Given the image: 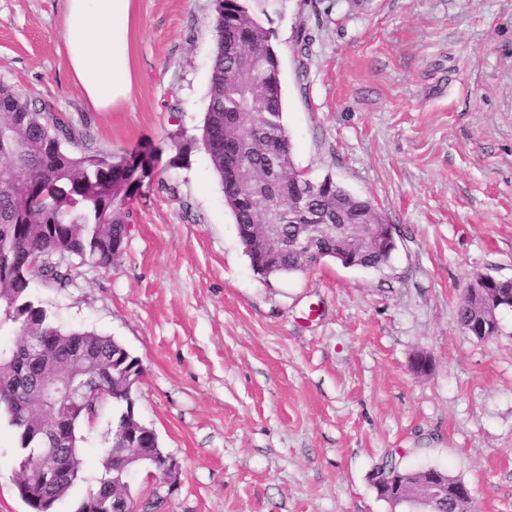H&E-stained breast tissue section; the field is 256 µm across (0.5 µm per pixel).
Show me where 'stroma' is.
Instances as JSON below:
<instances>
[{"mask_svg": "<svg viewBox=\"0 0 512 512\" xmlns=\"http://www.w3.org/2000/svg\"><path fill=\"white\" fill-rule=\"evenodd\" d=\"M134 10L131 97L95 112L66 69L63 0H0V81L52 103L80 133L73 152L151 155L111 266L30 288L62 329L142 362L135 412L179 473L134 472L133 496L159 492L167 512H408L371 480L392 459L461 478L477 512H512V311L487 340L457 321L477 277L512 279V0H276L295 167L372 200L397 233L381 268L267 278L198 139L214 0ZM120 412L85 429L84 479L56 512H78ZM16 446L0 417V512H28Z\"/></svg>", "mask_w": 512, "mask_h": 512, "instance_id": "obj_1", "label": "stroma"}]
</instances>
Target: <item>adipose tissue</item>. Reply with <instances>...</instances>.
I'll return each mask as SVG.
<instances>
[{
    "mask_svg": "<svg viewBox=\"0 0 512 512\" xmlns=\"http://www.w3.org/2000/svg\"><path fill=\"white\" fill-rule=\"evenodd\" d=\"M63 2L66 68L92 111H113L125 103L132 84L133 0Z\"/></svg>",
    "mask_w": 512,
    "mask_h": 512,
    "instance_id": "1",
    "label": "adipose tissue"
}]
</instances>
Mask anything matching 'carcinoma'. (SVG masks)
Instances as JSON below:
<instances>
[{
  "mask_svg": "<svg viewBox=\"0 0 512 512\" xmlns=\"http://www.w3.org/2000/svg\"><path fill=\"white\" fill-rule=\"evenodd\" d=\"M217 0L213 29L214 55L209 99L201 143L212 169L220 178L224 199L231 209L239 235L253 224H263L271 204L278 205L285 238L300 224L347 223L367 220L385 223L369 199L351 194L332 176L319 180L305 211L293 204L299 176L292 161V144L283 122L279 57L273 30L263 23L271 0ZM314 34L303 26L297 31L295 50L308 56ZM260 104L263 117L249 120L250 103ZM77 141L75 129L51 105L35 106L14 87L0 83V304L16 324L10 345L19 350L15 361L0 359V412L6 414L17 439L20 476L25 466L44 448L24 425L48 417L34 389L51 370L46 363L26 357L23 350L31 336H50L47 356L56 373L67 370L74 352L83 350L105 365L101 393L89 401L79 427L91 424L109 402L130 406L115 389L113 374L143 370L136 358L122 355L112 337L93 331L62 330L53 325L47 310L29 298L30 284L39 280L49 288L68 287L77 269L75 261L105 268L115 257L113 244L127 235L128 200L136 195L139 180L151 176L150 162L140 146L129 149L118 161L74 153L66 145ZM392 252L376 248L362 257L365 268L387 264ZM48 261L36 269L33 258ZM252 267L271 275L304 270L296 254L283 251L272 260L250 251ZM504 306L463 296L457 319L461 326L477 328L489 310ZM150 447L145 437L137 444L114 433L113 453L103 460L101 478H115L119 467L112 459L121 449ZM69 470L52 492V506L68 495L82 479V449L66 452Z\"/></svg>",
  "mask_w": 512,
  "mask_h": 512,
  "instance_id": "carcinoma-1",
  "label": "carcinoma"
}]
</instances>
